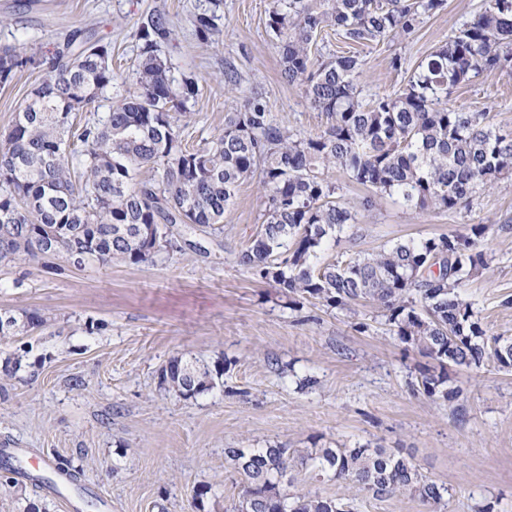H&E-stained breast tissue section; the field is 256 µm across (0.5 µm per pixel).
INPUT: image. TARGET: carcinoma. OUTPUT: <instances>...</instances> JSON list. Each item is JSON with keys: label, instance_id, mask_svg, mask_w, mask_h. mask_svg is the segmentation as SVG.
<instances>
[{"label": "carcinoma", "instance_id": "cac0c4a2", "mask_svg": "<svg viewBox=\"0 0 512 512\" xmlns=\"http://www.w3.org/2000/svg\"><path fill=\"white\" fill-rule=\"evenodd\" d=\"M445 2L288 0V9L274 8L268 25L279 42L282 77L304 88L311 107L326 117L324 129L296 134L254 98L244 110L227 113L224 132L197 149L183 145L173 112L197 95L198 83L176 81L158 54L159 43L171 36L164 12L146 15L137 26L133 87L112 68L110 47L90 31H73L49 56L1 48L0 86L26 67L48 63L51 75L31 90L0 146V264L69 262L75 244L87 261L148 262L174 247L171 224L223 229L239 186L256 176L267 193L265 220L240 256L254 275L285 294L333 308L374 302L400 343L437 362L417 369L430 398L460 396L449 386L450 367L492 361L512 369V338L487 336L472 303L458 293L489 266L481 248L489 225L319 260L327 238L356 223L357 215L324 176L329 166L366 187L359 202L365 210L383 196L457 210L512 175V131L494 125L489 113L465 112L448 99L452 88L512 64V0H484L394 96L363 100L361 52L325 60L312 54L325 27L369 47L409 36ZM194 24L201 40L219 42L215 15L200 14ZM111 91L112 111L88 112ZM144 167L155 171L152 178H138ZM42 232L61 237L54 253L39 251ZM45 323L36 312L23 320L1 314L0 336ZM219 375L218 367L178 357L159 370L164 391L183 398L213 388ZM224 455L243 476L230 512H353L350 503L316 492L288 493V474L299 468L377 498L407 494L436 506L448 493L410 458L367 443L312 451L226 448Z\"/></svg>", "mask_w": 512, "mask_h": 512}]
</instances>
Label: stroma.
Wrapping results in <instances>:
<instances>
[{
  "label": "stroma",
  "mask_w": 512,
  "mask_h": 512,
  "mask_svg": "<svg viewBox=\"0 0 512 512\" xmlns=\"http://www.w3.org/2000/svg\"><path fill=\"white\" fill-rule=\"evenodd\" d=\"M482 0H446L406 38L365 51L363 98L401 91L437 46L468 21ZM274 0H0V46L45 52L76 28H90L112 48V64L133 77L137 22L167 14L171 41L159 54L176 79L199 92L180 119L188 146L213 140L224 116L259 98L289 129L313 134L326 119L302 88L281 75L268 26ZM216 12L220 43L195 33L194 19ZM235 73L236 84L225 76ZM46 69L22 71L0 86V137L11 127ZM466 112H489L512 129V67L453 90ZM264 190L245 181L220 231L172 225L177 248L139 264L95 261L56 269L18 261L0 267V312L46 317L39 330L0 340V360L23 353L21 370L0 376V444L15 449L5 465L29 466L50 455L92 485L81 512H196L193 491L211 488L205 512H226L240 476L224 450L284 445L300 450L371 443L412 456L449 490L441 506L408 495L376 498L346 483L294 472L293 487L353 503L356 512H473L492 503L512 512V370L488 363L452 371L463 388L450 404L424 396L413 373L427 357L405 348L375 307L361 301L333 309L314 299L290 301L239 262L263 221ZM490 225L483 246L492 261L460 295L491 336L512 337V176L480 191L454 212L409 209L383 197L359 210L356 224L328 243L325 259L366 253L408 239ZM223 364L216 386L183 399L160 389L171 358ZM316 378L302 390L298 382ZM69 512L62 494L29 479L0 484V512H21L22 498Z\"/></svg>",
  "instance_id": "35a3bbf8"
}]
</instances>
